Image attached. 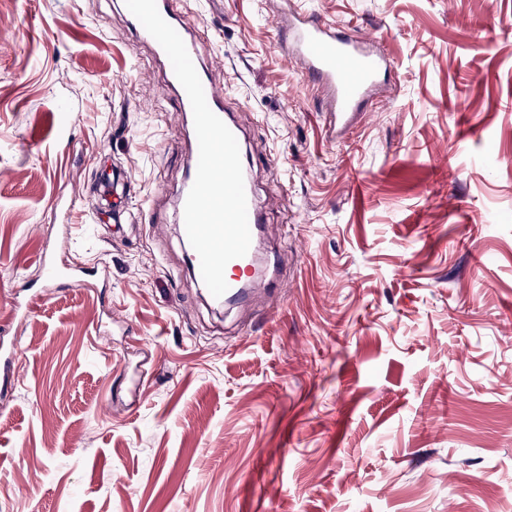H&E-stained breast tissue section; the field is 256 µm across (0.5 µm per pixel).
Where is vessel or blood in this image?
Returning <instances> with one entry per match:
<instances>
[{"mask_svg": "<svg viewBox=\"0 0 512 512\" xmlns=\"http://www.w3.org/2000/svg\"><path fill=\"white\" fill-rule=\"evenodd\" d=\"M161 16L184 38L190 57H197L195 42L173 8V0H157ZM282 41L300 58L304 69L323 93V107L330 116V127L344 136L363 115L374 98L382 74L389 69L384 55L372 49V37L339 30L334 24L307 15H290L280 28ZM39 266L45 284L67 280L82 283L79 269L58 267L49 257H41ZM255 250L231 260L227 268L224 302L243 298L253 288L266 287V279L256 277Z\"/></svg>", "mask_w": 512, "mask_h": 512, "instance_id": "obj_1", "label": "vessel or blood"}]
</instances>
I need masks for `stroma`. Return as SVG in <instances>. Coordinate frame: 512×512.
<instances>
[{"mask_svg":"<svg viewBox=\"0 0 512 512\" xmlns=\"http://www.w3.org/2000/svg\"><path fill=\"white\" fill-rule=\"evenodd\" d=\"M285 6L391 60L343 141ZM1 8L0 512H512V0H178L276 278L240 307L184 261L191 125L125 0ZM39 266L43 275L45 285H55L60 280H67L74 286L82 283V271L77 268H60L49 257L42 256Z\"/></svg>","mask_w":512,"mask_h":512,"instance_id":"obj_1","label":"stroma"}]
</instances>
